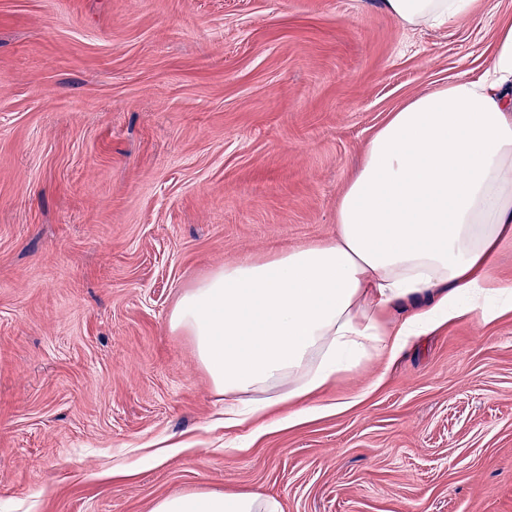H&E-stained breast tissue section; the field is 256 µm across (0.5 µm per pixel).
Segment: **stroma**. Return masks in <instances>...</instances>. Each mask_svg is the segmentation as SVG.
<instances>
[{"mask_svg": "<svg viewBox=\"0 0 512 512\" xmlns=\"http://www.w3.org/2000/svg\"><path fill=\"white\" fill-rule=\"evenodd\" d=\"M411 31L378 0H0V512H512V313L366 365L288 426L224 427L169 317L331 238L372 133L491 61L512 0ZM151 512H282L277 499L249 491H201L157 500Z\"/></svg>", "mask_w": 512, "mask_h": 512, "instance_id": "stroma-1", "label": "stroma"}]
</instances>
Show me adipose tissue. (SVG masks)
Masks as SVG:
<instances>
[{
  "mask_svg": "<svg viewBox=\"0 0 512 512\" xmlns=\"http://www.w3.org/2000/svg\"><path fill=\"white\" fill-rule=\"evenodd\" d=\"M404 27L473 14L475 0H382ZM512 242V24L492 61L394 112L368 140L336 206L331 239L246 257L188 289L170 316L224 394V425L286 410L363 365L391 364L418 337L512 312L493 275ZM152 512H281L249 491L157 500Z\"/></svg>",
  "mask_w": 512,
  "mask_h": 512,
  "instance_id": "1",
  "label": "adipose tissue"
}]
</instances>
